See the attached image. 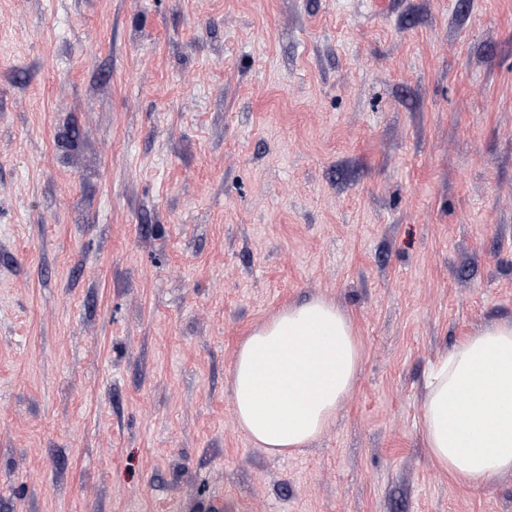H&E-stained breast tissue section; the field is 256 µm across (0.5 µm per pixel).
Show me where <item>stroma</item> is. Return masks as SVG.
Instances as JSON below:
<instances>
[{
    "mask_svg": "<svg viewBox=\"0 0 512 512\" xmlns=\"http://www.w3.org/2000/svg\"><path fill=\"white\" fill-rule=\"evenodd\" d=\"M323 297L358 383L289 455L239 344ZM512 321V0H0V512H512L420 428Z\"/></svg>",
    "mask_w": 512,
    "mask_h": 512,
    "instance_id": "stroma-1",
    "label": "stroma"
}]
</instances>
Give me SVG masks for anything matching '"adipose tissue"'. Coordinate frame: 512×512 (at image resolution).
Wrapping results in <instances>:
<instances>
[{
  "label": "adipose tissue",
  "mask_w": 512,
  "mask_h": 512,
  "mask_svg": "<svg viewBox=\"0 0 512 512\" xmlns=\"http://www.w3.org/2000/svg\"><path fill=\"white\" fill-rule=\"evenodd\" d=\"M360 370V345L340 307L322 298L286 307L238 348L237 421L258 447L294 453L333 422ZM426 386L421 430L441 469L474 489L512 471V323L455 343Z\"/></svg>",
  "instance_id": "1"
}]
</instances>
